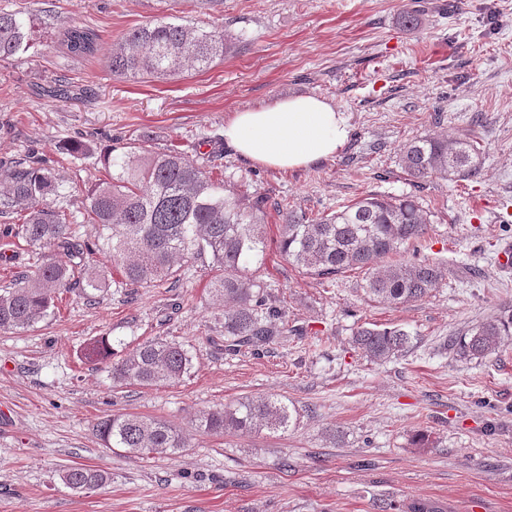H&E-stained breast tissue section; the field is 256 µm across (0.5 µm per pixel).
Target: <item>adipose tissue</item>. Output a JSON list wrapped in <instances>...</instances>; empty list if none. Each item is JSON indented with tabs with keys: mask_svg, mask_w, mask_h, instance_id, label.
<instances>
[{
	"mask_svg": "<svg viewBox=\"0 0 512 512\" xmlns=\"http://www.w3.org/2000/svg\"><path fill=\"white\" fill-rule=\"evenodd\" d=\"M349 119L313 95L284 97L235 112L223 138L236 154L274 170H306L333 158L347 144Z\"/></svg>",
	"mask_w": 512,
	"mask_h": 512,
	"instance_id": "adipose-tissue-1",
	"label": "adipose tissue"
}]
</instances>
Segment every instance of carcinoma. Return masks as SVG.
Wrapping results in <instances>:
<instances>
[{"instance_id":"carcinoma-1","label":"carcinoma","mask_w":512,"mask_h":512,"mask_svg":"<svg viewBox=\"0 0 512 512\" xmlns=\"http://www.w3.org/2000/svg\"><path fill=\"white\" fill-rule=\"evenodd\" d=\"M31 19L23 11H0V61L27 53ZM66 50L79 57L101 52L99 34L72 25L61 31ZM234 42L222 25L194 26L159 17L125 32L104 52L108 70L134 81L204 71L224 59ZM57 150L73 159L98 154L102 177L77 192L35 152L0 164V218L5 236L29 247L31 274L0 289V332L17 333L49 316L60 295L80 291L89 302L106 287L93 266L97 254L133 288H148L180 275L182 264L209 255L215 273L209 294L224 302V348L259 351L288 333L281 300L271 297L257 275L267 237V197L224 185V177L187 159L176 149H148L132 141L97 149L91 138L62 139ZM399 165L410 184L427 179L468 180L480 174L483 156L476 141L425 134L399 148ZM281 213L280 252L304 275L334 279L350 269L363 272L362 288L378 303L417 302L429 295L448 270L426 261L395 259L401 247L421 243L428 220L412 196L369 194L332 213H306L276 203ZM97 226L93 243L76 237L77 223ZM512 336V309L479 323L452 344L464 360L494 352ZM414 337L399 328L361 327L353 343L378 364L407 353ZM114 356L109 337L84 350L89 361ZM192 357L175 341L147 340L112 362V382L152 387L174 383L190 371ZM198 430L226 433L279 431L297 422V410L276 394L245 396L195 415ZM95 432L103 447L141 456L178 455L190 447L181 430L161 419L136 414L110 415ZM60 478L80 491L96 490L107 472L73 463Z\"/></svg>"}]
</instances>
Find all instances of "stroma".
I'll use <instances>...</instances> for the list:
<instances>
[{
    "instance_id": "1",
    "label": "stroma",
    "mask_w": 512,
    "mask_h": 512,
    "mask_svg": "<svg viewBox=\"0 0 512 512\" xmlns=\"http://www.w3.org/2000/svg\"><path fill=\"white\" fill-rule=\"evenodd\" d=\"M0 9L32 21L29 51L0 62V160L35 151L81 186L99 166L58 153L59 140L141 136L309 213L369 193L412 194L428 231L402 257L448 270L421 301H366L360 271L332 282L299 274L276 247L281 216L271 208L259 277L301 333L262 352H225L207 256L159 287L111 282L91 303L68 295L28 331L0 333V512H377L381 502L405 512L414 499L436 512H512V338L472 360L447 347L512 306V271L497 261L512 242V0H0ZM408 12L420 14L419 29L401 25ZM162 16L225 25L237 49L204 72L136 82L57 42L76 23L108 45ZM60 80L72 97L49 96ZM303 94L349 118L332 159L279 171L222 145L234 112ZM434 132L476 140L480 175L413 188L398 149ZM361 326L402 327L413 346L370 363L352 343ZM101 336L119 354L177 340L192 367L173 385H113L108 364L81 358ZM266 393L296 407L288 432H195L196 412ZM119 413L164 419L191 446L177 456L107 450L94 425ZM74 462L109 481L90 493L68 488L60 472Z\"/></svg>"
}]
</instances>
